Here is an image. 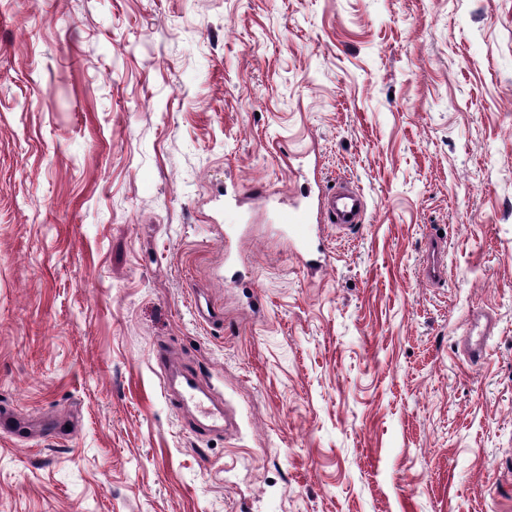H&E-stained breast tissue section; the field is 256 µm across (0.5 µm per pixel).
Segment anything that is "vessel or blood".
<instances>
[{
  "label": "vessel or blood",
  "instance_id": "obj_1",
  "mask_svg": "<svg viewBox=\"0 0 512 512\" xmlns=\"http://www.w3.org/2000/svg\"><path fill=\"white\" fill-rule=\"evenodd\" d=\"M366 202L363 193L346 182L337 183L331 190L317 187L304 200L279 209L277 221L293 243L299 255L320 251L321 245L313 237L314 227L335 223L337 228L349 229L363 223ZM441 236H431L428 244L426 278L435 284L445 275L446 253ZM156 363L163 378L164 392L176 409H193L195 425L204 433L224 429L223 398L195 373L177 372L175 362L166 351H159Z\"/></svg>",
  "mask_w": 512,
  "mask_h": 512
}]
</instances>
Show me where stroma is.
Returning <instances> with one entry per match:
<instances>
[{
	"mask_svg": "<svg viewBox=\"0 0 512 512\" xmlns=\"http://www.w3.org/2000/svg\"><path fill=\"white\" fill-rule=\"evenodd\" d=\"M317 178L314 276L262 199ZM2 406L74 426L0 512H512V0H0ZM315 186L316 191L310 190L305 200L277 211L280 228L301 257L314 252L324 254L320 241L316 242L313 237L314 225L334 224L336 229H349L364 221L366 202L360 190L347 182L336 183V187L328 191L323 185L315 183ZM428 244L427 264L424 269L426 278L433 284H440L445 275L446 253L443 246L444 238L430 235ZM156 363L163 378L164 392L177 410L192 408L196 413L195 425L204 433L224 430L223 398L196 373L177 372L179 381L173 385L174 362L164 350L157 352Z\"/></svg>",
	"mask_w": 512,
	"mask_h": 512,
	"instance_id": "35a3bbf8",
	"label": "stroma"
}]
</instances>
